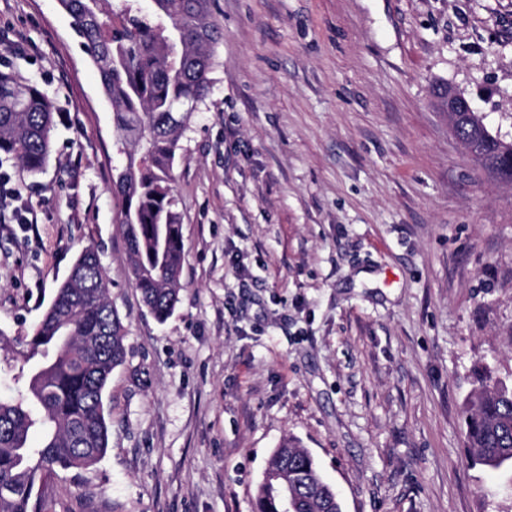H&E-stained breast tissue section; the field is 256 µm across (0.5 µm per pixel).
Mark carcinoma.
I'll return each instance as SVG.
<instances>
[{
	"label": "carcinoma",
	"instance_id": "cac0c4a2",
	"mask_svg": "<svg viewBox=\"0 0 512 512\" xmlns=\"http://www.w3.org/2000/svg\"><path fill=\"white\" fill-rule=\"evenodd\" d=\"M97 68L112 107L115 145L124 155L113 186L131 277L143 306L159 322L180 300L183 244L175 194L179 140L207 96L215 48L224 36L210 0H59ZM54 112L46 96L12 70H0V153L28 172L49 158ZM454 136L482 167L512 181V143L493 136L475 112H461ZM126 330L108 298L97 251L82 250L55 300L34 328L29 357L40 356L28 392L0 399V512H50L48 479L86 469L106 453L103 394L125 361ZM481 392L466 410L464 439L476 464L512 463V387L473 370ZM38 436L37 444L31 436ZM288 490L293 512H342L314 458L283 443L263 473L255 512H279Z\"/></svg>",
	"mask_w": 512,
	"mask_h": 512
}]
</instances>
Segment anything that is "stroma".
Instances as JSON below:
<instances>
[{"mask_svg":"<svg viewBox=\"0 0 512 512\" xmlns=\"http://www.w3.org/2000/svg\"><path fill=\"white\" fill-rule=\"evenodd\" d=\"M211 87L174 173L183 288L157 322L128 269L112 108L58 0H0V68L53 106L35 175L0 155V397L86 247L127 329L109 445L50 480L54 512H254L283 440L343 512H512L471 465L472 371L512 386V184L437 88L512 142V0H215ZM35 221L16 223L15 205Z\"/></svg>","mask_w":512,"mask_h":512,"instance_id":"stroma-1","label":"stroma"}]
</instances>
